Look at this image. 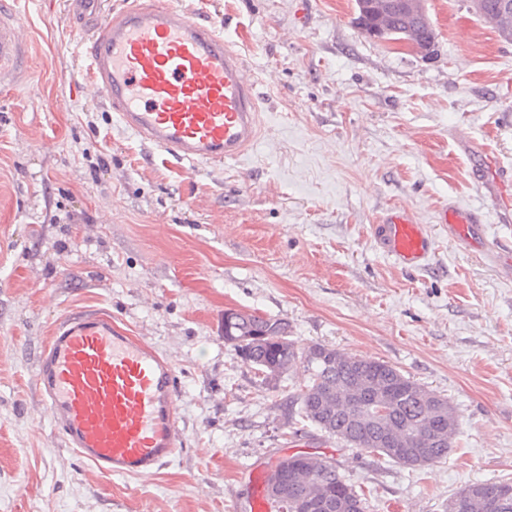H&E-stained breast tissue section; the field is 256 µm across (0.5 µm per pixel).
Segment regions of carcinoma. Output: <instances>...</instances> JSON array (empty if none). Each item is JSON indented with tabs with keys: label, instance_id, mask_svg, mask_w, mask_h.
<instances>
[{
	"label": "carcinoma",
	"instance_id": "1",
	"mask_svg": "<svg viewBox=\"0 0 512 512\" xmlns=\"http://www.w3.org/2000/svg\"><path fill=\"white\" fill-rule=\"evenodd\" d=\"M356 24L373 39L410 40L433 52L435 33L418 26L398 0H356ZM478 14L499 37L512 41V0H481ZM237 355L268 375L281 374L296 362L309 373V383L296 398L298 415L352 448L387 457L409 467H424L444 459L453 448L458 429L455 409L438 395L380 360L348 355L322 344L300 347L288 335V324L252 312L233 327ZM384 436L398 449L375 443ZM487 494L502 499L500 512H512V482L483 483ZM286 502L280 512H296L300 504L315 503L314 512H331L325 505H342L341 512H367L364 491L345 482L336 467L321 460L288 466ZM463 503L458 512H489L487 499L457 492L448 500Z\"/></svg>",
	"mask_w": 512,
	"mask_h": 512
}]
</instances>
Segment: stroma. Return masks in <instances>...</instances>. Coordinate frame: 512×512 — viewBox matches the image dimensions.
Here are the masks:
<instances>
[{
	"mask_svg": "<svg viewBox=\"0 0 512 512\" xmlns=\"http://www.w3.org/2000/svg\"><path fill=\"white\" fill-rule=\"evenodd\" d=\"M216 26L256 83L260 134L240 161L177 163L143 144L89 79L71 0H7L26 64L0 86V512H249L256 475L311 453L368 512H445L512 481V214L483 181L512 174V42L470 0H423L432 55L367 37L355 0H175ZM480 212L462 243L440 222ZM404 208L435 254L407 270L374 226ZM79 308L168 357L182 447L155 474L101 473L41 406L39 355ZM387 362L453 405L446 460L409 468L328 437L288 404L308 383L224 342L227 309Z\"/></svg>",
	"mask_w": 512,
	"mask_h": 512,
	"instance_id": "1",
	"label": "stroma"
}]
</instances>
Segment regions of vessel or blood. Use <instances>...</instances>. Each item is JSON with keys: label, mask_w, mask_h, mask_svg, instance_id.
Returning <instances> with one entry per match:
<instances>
[{"label": "vessel or blood", "mask_w": 512, "mask_h": 512, "mask_svg": "<svg viewBox=\"0 0 512 512\" xmlns=\"http://www.w3.org/2000/svg\"><path fill=\"white\" fill-rule=\"evenodd\" d=\"M90 28L93 92L126 127L162 155L191 165L235 162L254 145L260 107L244 61L216 30L171 0H127L107 18L98 0H72ZM22 26L0 9V83L25 59ZM451 234L471 239L475 213H442ZM385 253L419 267L433 241L407 212L394 210L375 227ZM43 408L65 447L108 475L143 477L181 446L176 375L171 360L117 324L111 312L83 308L54 328L39 359Z\"/></svg>", "instance_id": "obj_1"}]
</instances>
